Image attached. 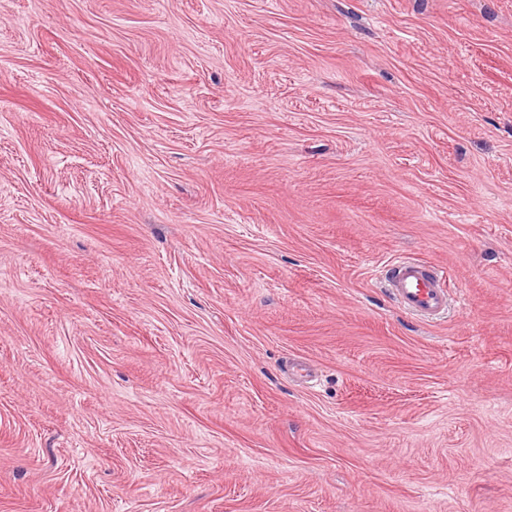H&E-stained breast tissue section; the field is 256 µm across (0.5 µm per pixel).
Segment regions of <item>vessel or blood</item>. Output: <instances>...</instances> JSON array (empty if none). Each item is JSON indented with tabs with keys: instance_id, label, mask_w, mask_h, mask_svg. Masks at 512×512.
<instances>
[{
	"instance_id": "obj_1",
	"label": "vessel or blood",
	"mask_w": 512,
	"mask_h": 512,
	"mask_svg": "<svg viewBox=\"0 0 512 512\" xmlns=\"http://www.w3.org/2000/svg\"><path fill=\"white\" fill-rule=\"evenodd\" d=\"M385 282L391 297L408 313L435 320L448 312L446 278L429 263L395 261L387 270Z\"/></svg>"
}]
</instances>
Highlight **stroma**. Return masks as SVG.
I'll return each mask as SVG.
<instances>
[{
	"mask_svg": "<svg viewBox=\"0 0 512 512\" xmlns=\"http://www.w3.org/2000/svg\"><path fill=\"white\" fill-rule=\"evenodd\" d=\"M0 512H512V0H0ZM388 267L386 287L406 312L431 320L440 319L448 313L446 277L434 266L419 260L403 259Z\"/></svg>",
	"mask_w": 512,
	"mask_h": 512,
	"instance_id": "35a3bbf8",
	"label": "stroma"
}]
</instances>
